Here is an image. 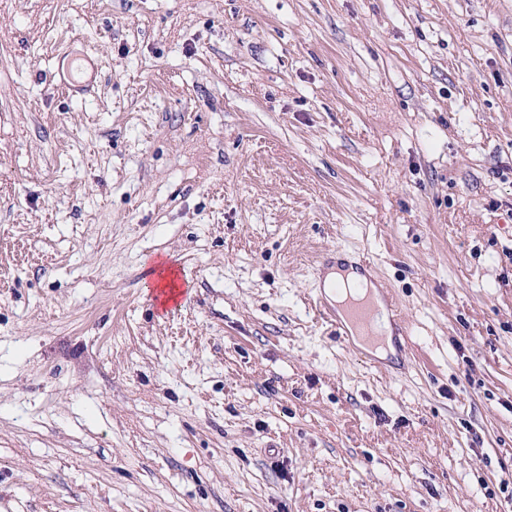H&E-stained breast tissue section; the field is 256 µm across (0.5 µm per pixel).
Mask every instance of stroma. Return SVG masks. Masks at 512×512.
Returning a JSON list of instances; mask_svg holds the SVG:
<instances>
[{
	"instance_id": "obj_1",
	"label": "stroma",
	"mask_w": 512,
	"mask_h": 512,
	"mask_svg": "<svg viewBox=\"0 0 512 512\" xmlns=\"http://www.w3.org/2000/svg\"><path fill=\"white\" fill-rule=\"evenodd\" d=\"M0 512H512V0H0ZM69 65L59 64L54 78L56 89L67 97H84L88 95L96 82L100 68L98 57L89 56L84 53L69 51L64 56ZM77 66L73 68L72 64ZM376 313L377 307L368 298L351 301L345 309L347 320L366 329L368 336L373 333Z\"/></svg>"
}]
</instances>
